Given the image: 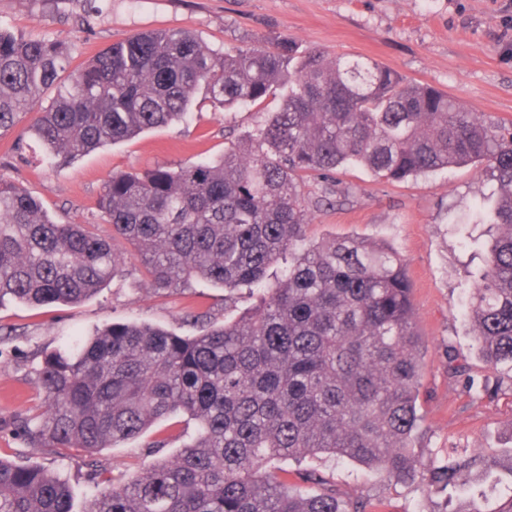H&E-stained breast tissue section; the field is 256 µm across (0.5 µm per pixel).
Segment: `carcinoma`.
Listing matches in <instances>:
<instances>
[{"label":"carcinoma","instance_id":"carcinoma-1","mask_svg":"<svg viewBox=\"0 0 512 512\" xmlns=\"http://www.w3.org/2000/svg\"><path fill=\"white\" fill-rule=\"evenodd\" d=\"M72 63L63 42L0 25V137L34 110L30 132L66 164L182 121L200 90L239 110L288 86L247 154L227 149L105 183L101 218L112 241L136 249L151 287L250 286L258 304L195 336L113 323L44 358V405L13 426L51 453L72 449L93 466L94 454L174 414L197 422L174 459L104 480L85 512H366L361 499L276 473L275 464L304 458L415 480L425 343L406 264L363 238L307 241L308 174L354 164L401 181L487 164L496 235L473 277L469 315L481 358L512 382V132L378 63L302 53L288 38L217 53L189 31L149 30ZM118 267L111 241L53 221L0 180V303L80 304ZM493 469L512 477V451L500 459L465 450L433 468L426 486L453 489L463 472ZM0 512H73L69 479L0 457Z\"/></svg>","mask_w":512,"mask_h":512}]
</instances>
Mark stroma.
Masks as SVG:
<instances>
[{"label":"stroma","mask_w":512,"mask_h":512,"mask_svg":"<svg viewBox=\"0 0 512 512\" xmlns=\"http://www.w3.org/2000/svg\"><path fill=\"white\" fill-rule=\"evenodd\" d=\"M86 14L82 0H0V21L15 32L68 42L76 60L150 29L180 28L211 48L269 46L282 38L300 50L370 60L405 81L447 92L465 110L512 128V0H101ZM283 95L274 88L261 106L226 112L200 99L180 123L108 145L63 166L50 165L30 136V117L0 137V179L38 198L60 223L92 225L100 237L112 227L96 203L115 173L141 174L161 165L210 160L249 139ZM494 182L487 167H451L401 182L359 166L332 180L306 177V234L315 242L361 237L393 248L413 284L415 319L425 340L419 403L423 421L414 442L417 480L397 482L358 467L305 459V468L342 498L373 503L372 512H507L512 479L496 471L473 476L465 493L426 491L431 468L453 447L490 457L512 450V383H497L479 357L463 308L481 249L495 230L476 221L488 211ZM120 269L91 300L79 305L0 307V456L59 470L84 512L98 474L123 477L157 458H173L196 427L180 415L144 436L103 449L99 469L82 467L67 451L48 454L13 429L18 416L41 405L36 374L44 355L116 322H142L183 336L202 326L236 320L250 309L251 289L231 292L199 280L178 289L148 287L134 249L117 243ZM466 377L448 368L449 356ZM473 386H466V379Z\"/></svg>","instance_id":"obj_1"}]
</instances>
